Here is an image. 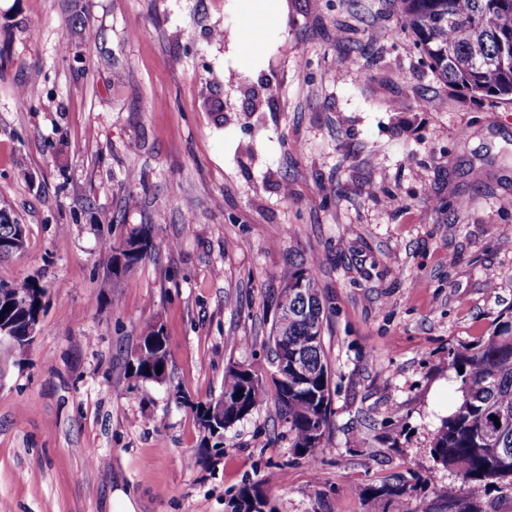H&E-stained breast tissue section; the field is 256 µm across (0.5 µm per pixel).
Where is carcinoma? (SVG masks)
<instances>
[{
  "label": "carcinoma",
  "instance_id": "cac0c4a2",
  "mask_svg": "<svg viewBox=\"0 0 512 512\" xmlns=\"http://www.w3.org/2000/svg\"><path fill=\"white\" fill-rule=\"evenodd\" d=\"M404 27L414 37L429 68L451 89L466 91L496 107L512 105V0H398ZM19 221L9 203L0 199V241L15 237ZM119 239L131 249L119 260L114 245L106 266L118 279L151 255L153 236L148 224L125 230ZM45 288L35 279H0V322L21 330L27 319L43 310ZM276 310L288 315L271 329L273 361L281 356L306 359L308 377L302 382L272 380L274 399L288 423L291 447L298 456L316 460L323 442L313 443V430L325 437L333 414L331 368L324 344L313 343L324 332L326 306L317 287L315 262L300 263L276 299ZM451 382L459 393L455 408L440 419L430 453L442 468L462 480V492L448 499L450 512H488L486 497L512 487V311L500 314L488 335L472 344L448 349ZM162 373H157V367ZM168 350L162 327L153 325L141 337L127 361L134 383L164 382ZM268 369L261 364L236 363L224 371V425L233 426L252 414L266 396ZM498 417L494 421L491 416ZM420 476L408 481L389 478L351 488L367 507L378 512L384 502L408 499L421 488ZM230 512H272L265 491L246 485L228 501Z\"/></svg>",
  "mask_w": 512,
  "mask_h": 512
}]
</instances>
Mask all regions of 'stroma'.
Instances as JSON below:
<instances>
[{"label":"stroma","instance_id":"35a3bbf8","mask_svg":"<svg viewBox=\"0 0 512 512\" xmlns=\"http://www.w3.org/2000/svg\"><path fill=\"white\" fill-rule=\"evenodd\" d=\"M241 10L0 0V198L27 230L0 278L47 290L27 358L0 341V512H113L119 493L225 512L251 484L273 512H365L351 486L412 472L421 494L383 512L460 492L430 442L459 398L449 348L512 311V105L432 74L396 0H280L256 57ZM143 224L151 257L107 286L108 244ZM314 256L333 391L318 465L270 399L199 457L196 407L228 362L271 361L274 298ZM155 323L168 375L136 385L126 361Z\"/></svg>","mask_w":512,"mask_h":512}]
</instances>
